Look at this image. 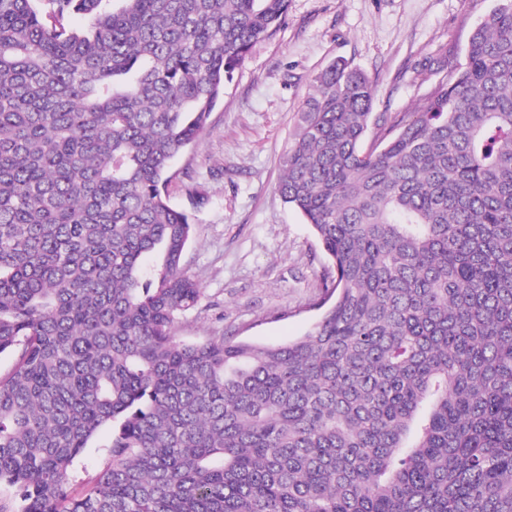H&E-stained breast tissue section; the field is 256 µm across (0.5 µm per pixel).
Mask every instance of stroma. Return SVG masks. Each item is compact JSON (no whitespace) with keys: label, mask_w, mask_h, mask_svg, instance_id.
Wrapping results in <instances>:
<instances>
[{"label":"stroma","mask_w":512,"mask_h":512,"mask_svg":"<svg viewBox=\"0 0 512 512\" xmlns=\"http://www.w3.org/2000/svg\"><path fill=\"white\" fill-rule=\"evenodd\" d=\"M496 0H290L283 25L252 46L206 130L171 163L167 194L194 217L183 264L201 299L176 326L185 341L233 336L259 345L302 337L328 261L277 190L280 160L314 76L337 59L372 82L375 114L411 112L431 90L439 51L464 61ZM206 193L195 205L194 185Z\"/></svg>","instance_id":"1"}]
</instances>
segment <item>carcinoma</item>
Returning <instances> with one entry per match:
<instances>
[{
    "mask_svg": "<svg viewBox=\"0 0 512 512\" xmlns=\"http://www.w3.org/2000/svg\"><path fill=\"white\" fill-rule=\"evenodd\" d=\"M288 8L0 0V512H512V0L367 148L368 77L313 79L278 184L329 261L304 336L174 334L171 161ZM111 438V429L103 427L96 436L89 442L88 448L83 452L80 458L74 464L73 475L76 484L82 480L95 475L103 463L102 447L106 445ZM77 488L79 489V486Z\"/></svg>",
    "mask_w": 512,
    "mask_h": 512,
    "instance_id": "1",
    "label": "carcinoma"
}]
</instances>
